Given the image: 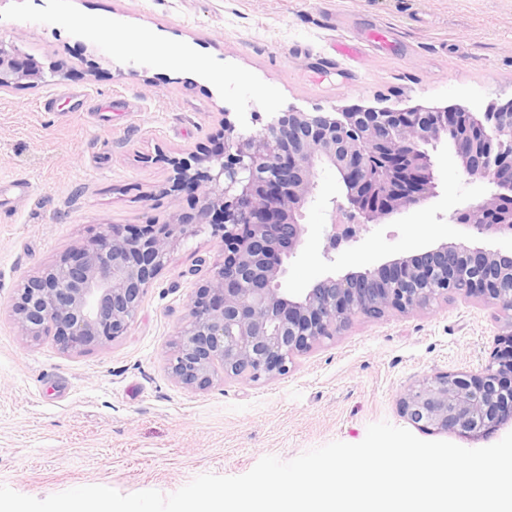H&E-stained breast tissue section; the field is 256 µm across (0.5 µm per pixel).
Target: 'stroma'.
Listing matches in <instances>:
<instances>
[{"mask_svg": "<svg viewBox=\"0 0 512 512\" xmlns=\"http://www.w3.org/2000/svg\"><path fill=\"white\" fill-rule=\"evenodd\" d=\"M97 26H89V19ZM126 40L113 45V29ZM164 42L161 63L135 46ZM0 40L58 76L0 91V190L31 196L0 211V485L38 499L86 485L171 494L202 474L240 476L268 455L288 461L369 424L408 422L400 394L424 376L479 371L512 323L478 299L452 298L380 319L355 318L299 356L290 373L252 382H176L171 344L221 254L190 237L148 288L128 332L84 350L20 338L16 288L108 224H142L178 207L168 158H186L231 117L245 133L294 107L331 112L384 99L479 110L512 98V0H0ZM439 194L322 250L332 197L322 170L286 288L373 269L443 242L487 249L451 219L485 185L453 151L433 154Z\"/></svg>", "mask_w": 512, "mask_h": 512, "instance_id": "obj_1", "label": "stroma"}]
</instances>
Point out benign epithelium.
Segmentation results:
<instances>
[{"label":"benign epithelium","mask_w":512,"mask_h":512,"mask_svg":"<svg viewBox=\"0 0 512 512\" xmlns=\"http://www.w3.org/2000/svg\"><path fill=\"white\" fill-rule=\"evenodd\" d=\"M45 79L42 67L0 40V89ZM452 146L460 171L486 195L452 219L480 235L512 233V98L484 111L415 104L351 106L335 112L278 113L262 131H237L224 113L221 142L193 155L196 168L168 159L169 192L189 206L165 224L106 225L86 247L65 253L17 288L18 335L53 333L66 349L102 345L125 335L147 289L171 252L206 231L221 259L192 302L173 342L171 376L205 389L218 372L253 382L288 374L296 357L340 335L353 318L412 313L448 296L479 298L511 318L512 253L465 242L441 243L373 270L328 276L294 292L281 287L284 260L308 233L305 205L319 173L333 168L345 191L330 199L322 254L371 224L438 196L432 152ZM402 416L430 433L479 436L512 420V332L497 338L477 373L439 372L399 398Z\"/></svg>","instance_id":"benign-epithelium-1"}]
</instances>
